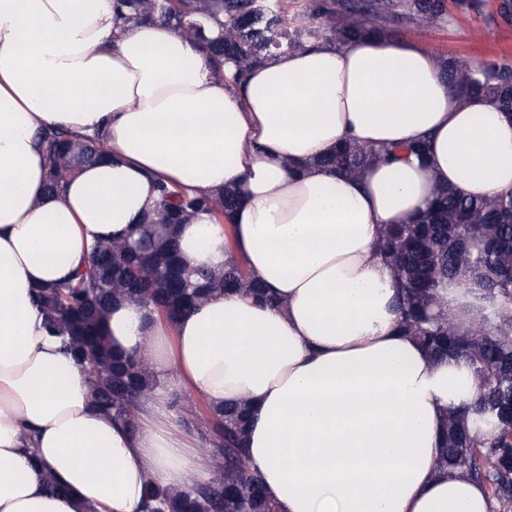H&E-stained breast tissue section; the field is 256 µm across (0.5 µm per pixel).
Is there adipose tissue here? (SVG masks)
<instances>
[{"instance_id": "obj_1", "label": "adipose tissue", "mask_w": 512, "mask_h": 512, "mask_svg": "<svg viewBox=\"0 0 512 512\" xmlns=\"http://www.w3.org/2000/svg\"><path fill=\"white\" fill-rule=\"evenodd\" d=\"M165 21L112 0H0V512H140L147 485L205 484L209 460L174 396L246 402L247 461L275 512H491L483 484L438 465L448 414L473 403L471 362L433 360L399 328L401 285L379 229L440 188L512 191V113L466 96L423 43L394 34L279 52L244 83ZM100 136L104 157L46 191L40 134ZM429 136L427 166L321 165L347 139ZM162 180L238 187L229 225H179L187 274L244 258L276 305L217 293L169 320L128 301L102 332L161 386L129 429L99 411L90 373L51 335L32 291L69 277L95 239L139 238ZM470 325L478 286L451 281Z\"/></svg>"}]
</instances>
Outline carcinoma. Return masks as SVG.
Wrapping results in <instances>:
<instances>
[{
    "instance_id": "carcinoma-1",
    "label": "carcinoma",
    "mask_w": 512,
    "mask_h": 512,
    "mask_svg": "<svg viewBox=\"0 0 512 512\" xmlns=\"http://www.w3.org/2000/svg\"><path fill=\"white\" fill-rule=\"evenodd\" d=\"M129 21L158 16L183 35L203 41L216 70L235 66L233 80L280 51H296L322 41L345 44L354 38L391 31L403 17L419 28L447 22V0H303L300 22L288 23V0H112ZM216 24L221 35L206 36ZM448 81L462 94L477 93L499 103L512 98V66H472L450 56L436 57ZM46 190L57 192L75 168L93 161L100 142L76 139L63 130L43 135ZM430 140L422 136L401 148L374 149L350 143L319 160L340 172L359 175L375 161L397 157L426 163ZM156 219L133 242L98 241L77 277L35 292L34 302L46 324L62 335L65 351L90 367L96 406L118 422L136 426L144 400L160 385L133 355H117L100 333V323L118 300L155 307L173 319L216 292H239L276 304L264 284L250 277L241 260L224 273H184L174 228L197 212L230 223L239 192L234 186L213 196H193L177 186H157ZM378 246L402 286L400 327L418 338L435 359L468 358L482 377L469 410L448 417L439 465L482 482L494 512H512V193L472 199L459 190L441 189L433 205L405 224H387ZM475 282L489 315L463 328L442 303L445 281ZM173 405L183 424L199 431L202 421L185 399ZM207 422L208 456L215 478L177 492L148 487L144 512H275L261 478L245 460L248 408L239 403L212 411Z\"/></svg>"
}]
</instances>
